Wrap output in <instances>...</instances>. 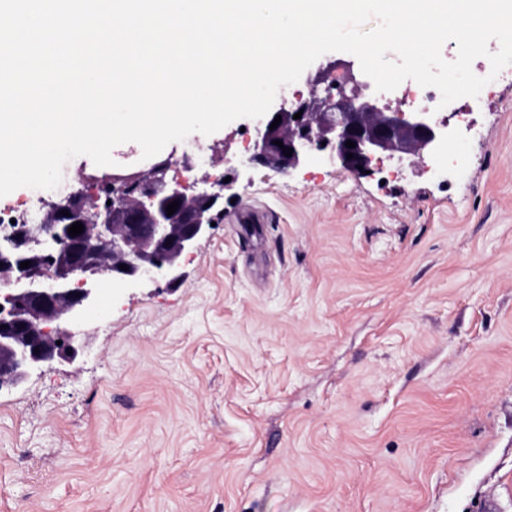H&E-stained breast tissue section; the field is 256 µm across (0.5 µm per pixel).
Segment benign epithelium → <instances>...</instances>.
I'll list each match as a JSON object with an SVG mask.
<instances>
[{
  "mask_svg": "<svg viewBox=\"0 0 512 512\" xmlns=\"http://www.w3.org/2000/svg\"><path fill=\"white\" fill-rule=\"evenodd\" d=\"M308 82L314 89L324 86V95L299 96L292 107L267 113L242 164L286 174L324 153L341 169L361 175L384 154L431 157L453 138L448 125L426 110L379 106L362 93L348 64L321 66ZM278 115L281 123L269 129ZM348 140L355 147H347ZM285 147L293 149L292 156L284 155ZM171 166L167 156L146 169L104 172L100 181L117 190L110 202L78 189L51 203L38 224L0 226V390L18 386L57 359H74L87 346L88 315L101 302L105 278L114 290L180 278L235 179L226 183L221 177L200 188L168 179ZM173 201L180 205L169 216L166 207ZM75 222L84 231L72 237L68 228ZM25 261L30 266L20 268Z\"/></svg>",
  "mask_w": 512,
  "mask_h": 512,
  "instance_id": "obj_1",
  "label": "benign epithelium"
}]
</instances>
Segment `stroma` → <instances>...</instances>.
Masks as SVG:
<instances>
[{
  "mask_svg": "<svg viewBox=\"0 0 512 512\" xmlns=\"http://www.w3.org/2000/svg\"><path fill=\"white\" fill-rule=\"evenodd\" d=\"M467 156L244 168L174 283L104 293L74 361L0 391V512H512V80Z\"/></svg>",
  "mask_w": 512,
  "mask_h": 512,
  "instance_id": "stroma-1",
  "label": "stroma"
}]
</instances>
